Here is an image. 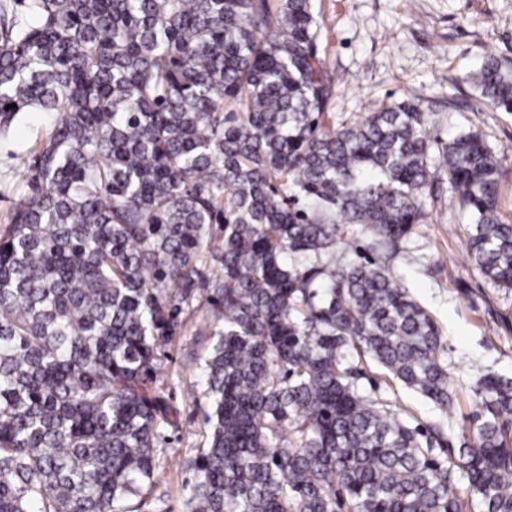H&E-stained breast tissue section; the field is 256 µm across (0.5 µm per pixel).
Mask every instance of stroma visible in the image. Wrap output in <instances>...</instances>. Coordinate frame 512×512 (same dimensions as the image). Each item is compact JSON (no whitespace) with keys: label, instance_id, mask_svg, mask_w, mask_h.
Masks as SVG:
<instances>
[{"label":"stroma","instance_id":"obj_1","mask_svg":"<svg viewBox=\"0 0 512 512\" xmlns=\"http://www.w3.org/2000/svg\"><path fill=\"white\" fill-rule=\"evenodd\" d=\"M322 26L321 52L339 75L334 112L350 122L375 104L409 100L430 111L431 129L445 140L460 131L479 132L502 153L499 211L512 224V112H484L471 78L490 57L512 65V0H315ZM50 116L20 114L0 140V233L25 188V162L46 137ZM448 188L428 202L427 223L415 227L402 246L413 263L396 260L411 292L443 329L448 372L456 393L455 424H468L476 409L474 390L487 373L512 375V288H500L473 268L464 246L469 218L449 207ZM203 316L185 308L172 343L160 360L158 378L175 410L176 425L162 445L163 466L148 512H184L195 456L204 431L198 376L189 359ZM373 388L399 399L412 415L429 422L432 403L397 391L377 368L366 370Z\"/></svg>","mask_w":512,"mask_h":512}]
</instances>
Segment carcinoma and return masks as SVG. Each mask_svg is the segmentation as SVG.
<instances>
[{"instance_id": "cac0c4a2", "label": "carcinoma", "mask_w": 512, "mask_h": 512, "mask_svg": "<svg viewBox=\"0 0 512 512\" xmlns=\"http://www.w3.org/2000/svg\"><path fill=\"white\" fill-rule=\"evenodd\" d=\"M26 8L0 0V138L52 123L0 236V512L146 506L175 426L159 354L195 301L187 512H512V377L453 426L442 330L391 266L445 178L473 267L512 288L496 151L411 101L336 118L314 0ZM472 79L512 112V69ZM366 360L436 420L361 388Z\"/></svg>"}]
</instances>
